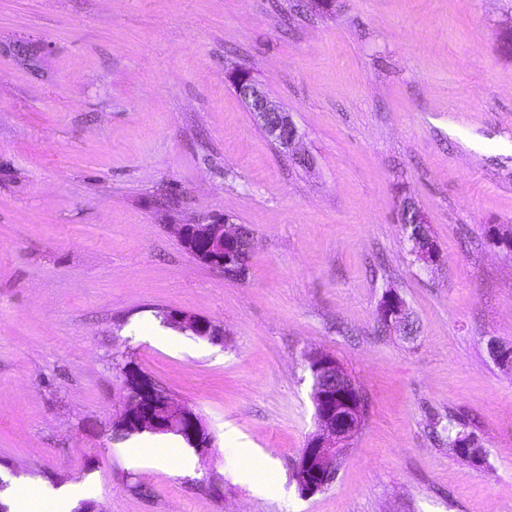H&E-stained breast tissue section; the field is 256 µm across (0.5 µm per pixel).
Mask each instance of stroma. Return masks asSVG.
Listing matches in <instances>:
<instances>
[{"mask_svg":"<svg viewBox=\"0 0 512 512\" xmlns=\"http://www.w3.org/2000/svg\"><path fill=\"white\" fill-rule=\"evenodd\" d=\"M241 72L288 108L308 165L256 124ZM402 197L438 266L413 263ZM216 215L252 232L246 280L171 230ZM501 225L512 0H0V478L84 485L100 512H512V367L487 351L512 344ZM389 289L413 337L379 331ZM310 351L367 414L306 497ZM123 356L208 427L193 471L189 446L164 463L112 437ZM405 211L412 215L413 223L419 224L420 228L416 234L411 235L410 225L403 226L405 240L410 245L412 255L416 259V263L422 268H428L438 265L442 261V253L431 234L428 221L412 199L409 197H402L397 206V213ZM411 255V254H410ZM411 255V256H412ZM164 322L182 333H191L199 338L214 341L224 336V328L221 325L183 311L164 310Z\"/></svg>","mask_w":512,"mask_h":512,"instance_id":"1","label":"stroma"}]
</instances>
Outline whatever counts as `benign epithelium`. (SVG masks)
I'll return each instance as SVG.
<instances>
[{"label": "benign epithelium", "instance_id": "benign-epithelium-1", "mask_svg": "<svg viewBox=\"0 0 512 512\" xmlns=\"http://www.w3.org/2000/svg\"><path fill=\"white\" fill-rule=\"evenodd\" d=\"M233 85L256 123L279 151L292 153L301 133L291 113L271 100L244 72L236 75ZM397 210L412 215L413 223L420 225L415 234L411 233L410 226H404L405 240L416 263L423 268L438 265L442 261V253L423 212L408 197L399 200ZM172 228L181 243L190 248L195 260L216 275L226 278L234 269L241 279L248 273L246 256L238 250L241 225L215 217L196 224H174ZM377 320L387 328L399 327L409 332L406 306L396 291L390 289L384 293L377 307ZM164 322L182 333L199 338L214 341L224 336L222 326L183 311L165 310ZM488 350L495 361L512 364V346L492 339L488 342ZM307 359L313 375L312 399L318 431L308 439L293 464L298 489L305 496L323 490L334 481L337 461L362 427L367 411L361 391L333 356L312 352ZM121 375L125 403L112 427L132 428L139 433L151 434L173 432L195 451L204 454L209 450L211 435L193 408L166 392L158 391L157 384L132 365L123 369Z\"/></svg>", "mask_w": 512, "mask_h": 512}]
</instances>
